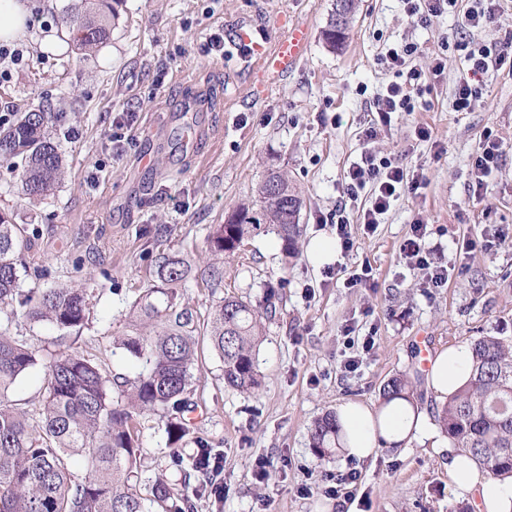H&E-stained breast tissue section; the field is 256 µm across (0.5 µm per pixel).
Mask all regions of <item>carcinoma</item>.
<instances>
[{
	"instance_id": "obj_1",
	"label": "carcinoma",
	"mask_w": 512,
	"mask_h": 512,
	"mask_svg": "<svg viewBox=\"0 0 512 512\" xmlns=\"http://www.w3.org/2000/svg\"><path fill=\"white\" fill-rule=\"evenodd\" d=\"M356 0H345L341 19L331 15L322 31L332 49L344 45ZM69 32L78 49L88 51L109 35L108 17L73 14ZM48 113L15 112L0 120V166L19 171L23 190L43 197L60 180L64 161L47 133ZM282 188L271 195L269 183ZM303 199L288 177L270 171L258 187V200L237 209L209 235L210 251L233 254L244 240L272 232L283 241L285 257L294 255L301 232ZM38 229L16 224L0 212V304L10 317L48 323L57 342L78 336L88 325L91 303L83 282L23 291L19 265L31 250ZM184 259L161 249L154 278L132 306L128 330L113 340L141 369L121 383L104 363L79 352L61 351L44 359V396L36 411L12 399L16 380L38 364L27 340L0 329V512H187L172 484L156 478L140 485L141 423L156 415L164 423L168 445L179 448L189 434L184 413L193 405L192 369L199 359L200 337L224 364V385L241 392L260 386L255 352L263 336V315L273 309L275 290H267L264 310L239 297L224 298L206 324L178 287L185 279ZM468 381L443 404L437 421L451 447L468 454L495 477H512V347L495 336L470 343ZM410 397L409 382L393 377L383 386L388 403ZM340 426L327 413L311 429L319 457L336 451Z\"/></svg>"
}]
</instances>
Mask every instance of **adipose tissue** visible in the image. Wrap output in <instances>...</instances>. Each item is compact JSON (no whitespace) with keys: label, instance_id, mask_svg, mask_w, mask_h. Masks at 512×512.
Returning <instances> with one entry per match:
<instances>
[{"label":"adipose tissue","instance_id":"ef3b65f1","mask_svg":"<svg viewBox=\"0 0 512 512\" xmlns=\"http://www.w3.org/2000/svg\"><path fill=\"white\" fill-rule=\"evenodd\" d=\"M470 350L457 345L430 359L428 382L440 397L453 394L468 378ZM342 428L343 451L362 461L375 456L381 445L402 448L412 435L422 432L424 416L412 403L394 400L380 410L347 401L336 409ZM448 477L454 489L472 496L477 512H512V478H496L481 469L468 455L449 451Z\"/></svg>","mask_w":512,"mask_h":512}]
</instances>
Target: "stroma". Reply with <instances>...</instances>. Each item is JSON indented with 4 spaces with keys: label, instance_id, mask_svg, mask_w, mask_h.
<instances>
[{
    "label": "stroma",
    "instance_id": "1",
    "mask_svg": "<svg viewBox=\"0 0 512 512\" xmlns=\"http://www.w3.org/2000/svg\"><path fill=\"white\" fill-rule=\"evenodd\" d=\"M23 2L42 18L17 38L28 48L26 62L0 82V112H50L47 131L65 156V173L50 195L31 199L19 176L0 167V211L39 230L26 262L45 274L22 277L23 290L88 282L93 318L66 350L131 375L112 341L161 248L190 259L180 294L200 314L227 296L259 305L267 289L277 292L256 350L260 387L225 388L222 361L206 352L194 369L196 409L185 415L191 434L180 449L182 464L172 462L156 417L142 421L151 474L175 483L193 512H212L191 475L204 444L224 459L223 512H469L470 501L448 483V437L436 418L443 401L421 357L425 349L483 334L512 343V75H489L474 111L453 109L465 69L460 40L502 41L512 32V10L468 30L456 12L420 25L400 0H359L348 38L334 50L322 37L334 0H116L107 40L84 52L64 23L81 0ZM293 22L310 30L305 56L260 95L252 93L257 80L233 45L220 60L205 50L218 28L229 37L247 26L270 45ZM405 40L419 46L414 65L427 68L439 55L445 71L414 111L393 113L390 129L365 145L367 106L394 79L378 56ZM126 116L131 143L111 142ZM419 126L430 130V140L417 137ZM487 130L498 135L503 154L475 204L468 173ZM367 147L407 168L422 167L426 182L394 201L374 231L355 223L350 252L316 264L307 252L311 239L335 237L338 217L356 216L359 204L343 196L341 184ZM271 168L286 173L304 200L294 257L285 258L272 233L249 238L238 254L213 257L212 227L237 206L253 204ZM419 216L448 267V281L438 288L400 258ZM486 224L500 227L503 239L480 244ZM466 238L478 245L463 258L456 248ZM364 266L372 270L371 286L345 287ZM215 267L221 284L204 287ZM347 326L356 339L374 335V349H347ZM352 353L360 366L351 373L343 361ZM393 377L410 381L412 399L428 418L426 437L361 463L317 457L314 421L349 400L381 406L380 391ZM260 458L269 469L263 481L255 475ZM351 471L359 476L355 499L332 495L337 478Z\"/></svg>",
    "mask_w": 512,
    "mask_h": 512
}]
</instances>
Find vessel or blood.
<instances>
[{
	"label": "vessel or blood",
	"mask_w": 512,
	"mask_h": 512,
	"mask_svg": "<svg viewBox=\"0 0 512 512\" xmlns=\"http://www.w3.org/2000/svg\"><path fill=\"white\" fill-rule=\"evenodd\" d=\"M308 42V27L294 23L289 26L287 34L271 47L266 48L260 43H253L246 63L260 79L259 90L272 87L277 78L288 73L303 56Z\"/></svg>",
	"instance_id": "vessel-or-blood-1"
}]
</instances>
